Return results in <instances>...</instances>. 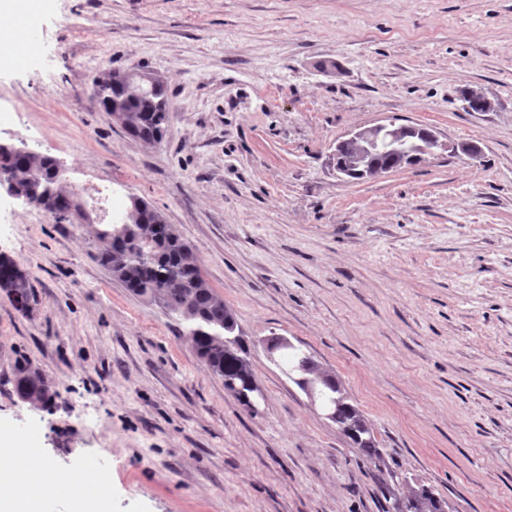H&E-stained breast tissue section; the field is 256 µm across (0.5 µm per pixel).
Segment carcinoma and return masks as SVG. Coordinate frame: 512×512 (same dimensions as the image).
<instances>
[{
  "label": "carcinoma",
  "instance_id": "carcinoma-1",
  "mask_svg": "<svg viewBox=\"0 0 512 512\" xmlns=\"http://www.w3.org/2000/svg\"><path fill=\"white\" fill-rule=\"evenodd\" d=\"M116 74L101 73L95 80L99 107L118 112L132 137L145 143L161 142L168 133V94L165 84L156 80L144 92L114 85ZM374 160L390 169L411 166L409 156L379 154ZM0 168L11 174L18 192L26 195L37 188L45 196L43 210L63 221L72 209L79 208L72 187L53 175L55 159L32 149L7 157ZM148 202L141 200L127 213V224L116 231L108 226L95 230L100 243L97 260L133 294L156 303L177 324L184 326L198 357L224 383L244 386L254 379L244 343L224 347V337L232 336L238 321L206 279L194 249ZM0 290L10 300L35 301L28 273L12 258L0 254ZM282 356L298 375L318 376V368L297 348L281 347ZM18 395L35 408H45L56 396L54 385L44 374L23 361L14 368ZM343 390L333 375L325 374L321 383L322 400L336 410L334 423L353 445L372 459L377 456L373 431L350 400L336 406ZM445 502L420 485L411 487L395 499L396 512H445Z\"/></svg>",
  "mask_w": 512,
  "mask_h": 512
}]
</instances>
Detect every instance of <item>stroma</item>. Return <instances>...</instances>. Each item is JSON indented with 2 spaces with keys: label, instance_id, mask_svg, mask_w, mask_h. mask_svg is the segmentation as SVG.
<instances>
[{
  "label": "stroma",
  "instance_id": "obj_1",
  "mask_svg": "<svg viewBox=\"0 0 512 512\" xmlns=\"http://www.w3.org/2000/svg\"><path fill=\"white\" fill-rule=\"evenodd\" d=\"M36 22L38 67L15 37L0 66V140L108 189L113 214L158 209L235 313L265 402L242 406L112 277L91 226L4 195L0 253L38 303L0 292V433L63 478L95 464L104 512H387L407 482L447 512H512V0H52ZM132 67L168 87L161 143L91 99ZM379 123L480 157L337 176V142ZM274 335L336 374L379 459L270 358ZM23 358L51 409L18 397Z\"/></svg>",
  "mask_w": 512,
  "mask_h": 512
}]
</instances>
